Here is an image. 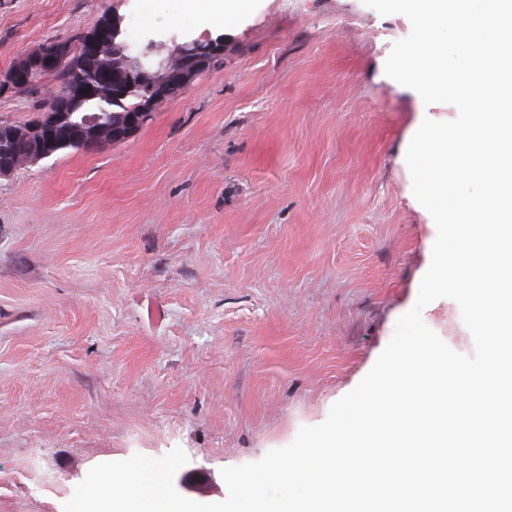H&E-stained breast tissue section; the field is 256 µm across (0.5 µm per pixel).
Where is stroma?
Masks as SVG:
<instances>
[{
    "label": "stroma",
    "instance_id": "1",
    "mask_svg": "<svg viewBox=\"0 0 512 512\" xmlns=\"http://www.w3.org/2000/svg\"><path fill=\"white\" fill-rule=\"evenodd\" d=\"M173 14L0 0V72L105 15L162 53L225 40L128 139L0 176V512H63L94 465L177 447V491L224 500L221 469L322 423L414 304L434 228L402 156L420 112L457 109L385 74L408 18L363 0H260L232 29ZM42 102L1 94L0 122ZM423 320L473 354L454 300Z\"/></svg>",
    "mask_w": 512,
    "mask_h": 512
}]
</instances>
